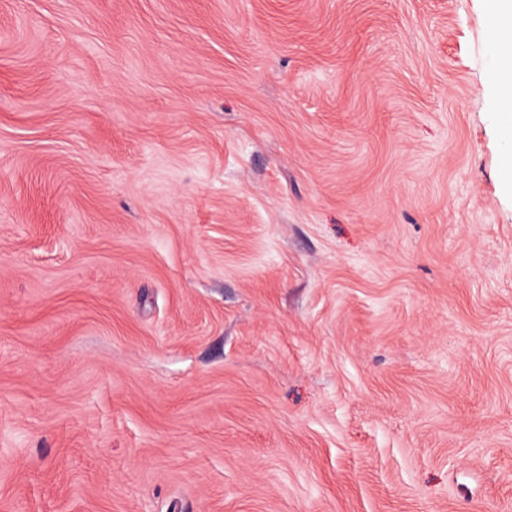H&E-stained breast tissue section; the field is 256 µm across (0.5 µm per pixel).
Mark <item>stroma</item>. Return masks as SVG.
I'll list each match as a JSON object with an SVG mask.
<instances>
[{"label":"stroma","instance_id":"35a3bbf8","mask_svg":"<svg viewBox=\"0 0 512 512\" xmlns=\"http://www.w3.org/2000/svg\"><path fill=\"white\" fill-rule=\"evenodd\" d=\"M486 0H0V512H512Z\"/></svg>","mask_w":512,"mask_h":512}]
</instances>
